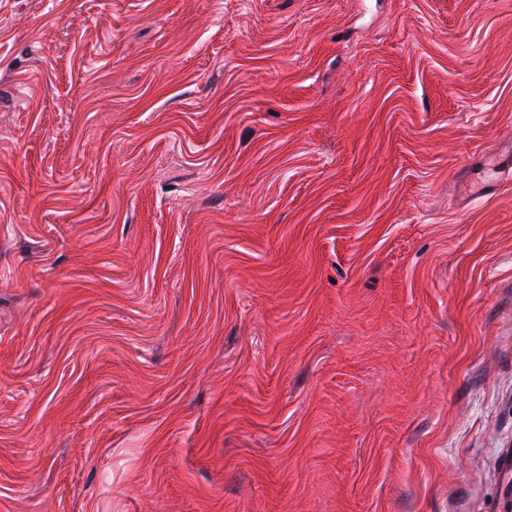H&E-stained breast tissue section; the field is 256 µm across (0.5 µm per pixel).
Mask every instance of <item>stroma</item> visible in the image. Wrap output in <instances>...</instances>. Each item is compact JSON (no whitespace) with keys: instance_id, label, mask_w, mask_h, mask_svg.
<instances>
[{"instance_id":"1","label":"stroma","mask_w":512,"mask_h":512,"mask_svg":"<svg viewBox=\"0 0 512 512\" xmlns=\"http://www.w3.org/2000/svg\"><path fill=\"white\" fill-rule=\"evenodd\" d=\"M512 0H0V512H512Z\"/></svg>"}]
</instances>
